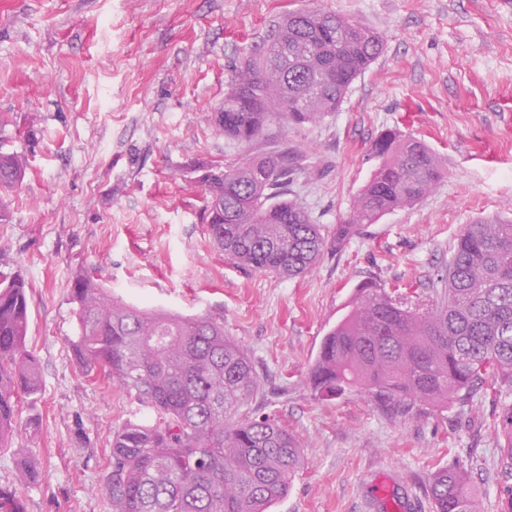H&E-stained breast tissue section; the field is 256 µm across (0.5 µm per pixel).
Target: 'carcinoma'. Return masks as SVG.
<instances>
[{
  "label": "carcinoma",
  "instance_id": "carcinoma-1",
  "mask_svg": "<svg viewBox=\"0 0 512 512\" xmlns=\"http://www.w3.org/2000/svg\"><path fill=\"white\" fill-rule=\"evenodd\" d=\"M380 35L348 18L296 10L272 26L240 61L214 115L239 146L263 138L277 120L315 121L341 106L353 81L381 54ZM378 164L333 240L422 201L442 168L428 146L396 132L373 145ZM208 235L235 264L295 277L313 269L327 238L288 198L297 168L288 149L237 165L198 168ZM25 167L0 151V190L18 186ZM428 300L373 280L358 285L345 313L323 337L309 385L324 397L362 389L384 410L444 407L479 394L501 405L504 468L512 471V222L480 221L459 234L448 273ZM27 282L0 274V448L42 387L40 362L27 349ZM76 364L154 413L112 433L99 491L113 512H269L288 494L301 465L299 441L278 420L246 412L257 395L256 367L224 325L206 316L148 311L118 303L93 277L70 288ZM435 512H476L463 473L446 468L429 483ZM0 512H26L0 485Z\"/></svg>",
  "mask_w": 512,
  "mask_h": 512
}]
</instances>
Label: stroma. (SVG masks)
<instances>
[{
	"label": "stroma",
	"instance_id": "35a3bbf8",
	"mask_svg": "<svg viewBox=\"0 0 512 512\" xmlns=\"http://www.w3.org/2000/svg\"><path fill=\"white\" fill-rule=\"evenodd\" d=\"M298 9L358 21L384 42L337 111L272 128L297 153L291 194L324 234L350 215L386 132L423 140L444 176L288 278L214 248L193 169L270 151L228 144L213 117L239 58ZM0 149L26 168L0 194V271L28 284L26 343L42 370L37 436L20 427L0 448V485L17 487L27 512H112L98 490L112 432L147 416L76 365L69 293L81 274L126 304L223 320L259 374L252 411L303 448L273 512H434L427 486L448 466L464 471L477 512H501L512 475L499 404L388 412L360 390L319 396L307 377L356 286L427 297L465 225L512 219V0H0ZM29 459L38 482L23 485ZM377 479L390 503L371 497Z\"/></svg>",
	"mask_w": 512,
	"mask_h": 512
}]
</instances>
